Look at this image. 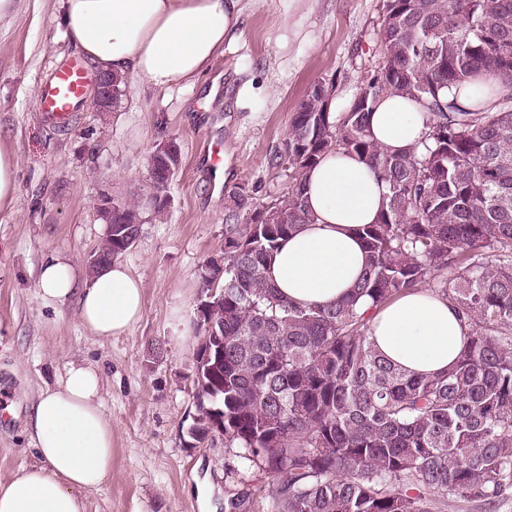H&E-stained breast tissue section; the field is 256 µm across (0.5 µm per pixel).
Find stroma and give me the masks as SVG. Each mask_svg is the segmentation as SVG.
<instances>
[{
  "instance_id": "1",
  "label": "stroma",
  "mask_w": 512,
  "mask_h": 512,
  "mask_svg": "<svg viewBox=\"0 0 512 512\" xmlns=\"http://www.w3.org/2000/svg\"><path fill=\"white\" fill-rule=\"evenodd\" d=\"M236 37L192 85L154 90L126 83L115 111L92 104L68 127L39 109L42 83L77 58L57 17L60 0H16L0 19V136L19 161L18 203L0 212V481L38 464L25 436L40 392L72 363L97 367L112 424V473L87 497V512H226L231 494L266 512L258 469L225 447L189 435L196 412L190 329L203 263L224 250L229 194L278 202L288 169L270 167L310 87L335 82L332 109L344 111L383 60L385 0H244ZM175 140L181 164L158 222L143 211L134 246L122 257L143 282L140 323L112 340L92 336L72 305L46 304L42 262L61 255L78 270L99 247L102 189L123 199L153 191L147 156ZM227 172L206 164L211 146Z\"/></svg>"
}]
</instances>
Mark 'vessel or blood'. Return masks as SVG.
Returning <instances> with one entry per match:
<instances>
[{"label": "vessel or blood", "mask_w": 512, "mask_h": 512, "mask_svg": "<svg viewBox=\"0 0 512 512\" xmlns=\"http://www.w3.org/2000/svg\"><path fill=\"white\" fill-rule=\"evenodd\" d=\"M88 83L89 73L81 61L53 70L40 96L41 112L51 119L64 118L84 102Z\"/></svg>", "instance_id": "vessel-or-blood-1"}]
</instances>
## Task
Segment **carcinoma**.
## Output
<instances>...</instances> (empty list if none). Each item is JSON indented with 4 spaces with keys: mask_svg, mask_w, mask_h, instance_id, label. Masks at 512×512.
Here are the masks:
<instances>
[{
    "mask_svg": "<svg viewBox=\"0 0 512 512\" xmlns=\"http://www.w3.org/2000/svg\"><path fill=\"white\" fill-rule=\"evenodd\" d=\"M383 62L343 112L314 85L271 167L293 170L275 206L233 193L224 298L212 314L224 351L197 366V414L268 476L267 512H447L450 499L512 495V0H386ZM501 93L457 100L478 75ZM423 109L420 143L390 152L369 116L385 95ZM346 150L386 184L359 229L367 262L351 294L299 305L270 275L279 242L310 221L305 173ZM112 256L135 242L142 207L118 200ZM426 290L465 328L442 376L405 374L375 346L372 314Z\"/></svg>",
    "mask_w": 512,
    "mask_h": 512,
    "instance_id": "obj_1",
    "label": "carcinoma"
}]
</instances>
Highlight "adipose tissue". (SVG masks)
Instances as JSON below:
<instances>
[{
	"label": "adipose tissue",
	"instance_id": "obj_1",
	"mask_svg": "<svg viewBox=\"0 0 512 512\" xmlns=\"http://www.w3.org/2000/svg\"><path fill=\"white\" fill-rule=\"evenodd\" d=\"M242 11V0H61L60 21L97 71L167 89L208 72ZM370 131L384 149L397 151L421 141L427 128L415 103L390 95L377 103ZM386 192L357 155H324L305 174L310 222L273 256L279 291L301 304L346 297L366 263L358 230L376 221ZM37 283L47 302L74 303L78 320L99 339L127 335L142 318L143 283L121 260L81 281L57 256L40 266ZM372 330L387 358L424 375L446 373L465 335L447 300L427 291L398 297L373 316ZM27 431L40 463L0 482V512H86L88 494L112 472V424L98 371L70 364L40 393Z\"/></svg>",
	"mask_w": 512,
	"mask_h": 512
}]
</instances>
